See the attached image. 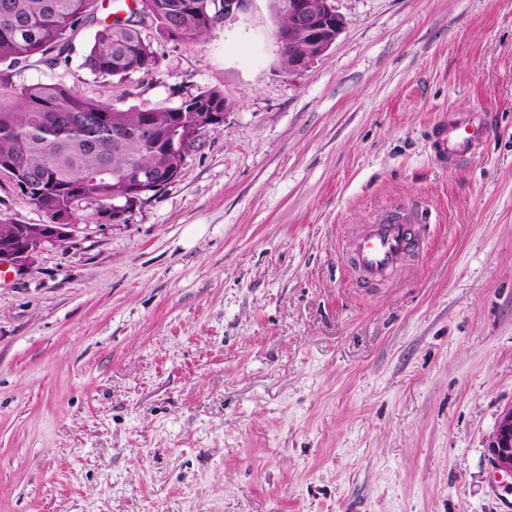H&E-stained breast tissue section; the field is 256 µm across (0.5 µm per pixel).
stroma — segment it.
<instances>
[{
	"label": "stroma",
	"mask_w": 512,
	"mask_h": 512,
	"mask_svg": "<svg viewBox=\"0 0 512 512\" xmlns=\"http://www.w3.org/2000/svg\"><path fill=\"white\" fill-rule=\"evenodd\" d=\"M285 72L270 0L155 71L127 109L223 90V124L120 221L77 223L0 280V512H512L487 440L512 406V0H337ZM486 113L438 162L441 113ZM430 226L382 286L342 246L393 204Z\"/></svg>",
	"instance_id": "stroma-1"
}]
</instances>
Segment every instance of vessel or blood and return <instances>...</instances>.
<instances>
[{
    "label": "vessel or blood",
    "instance_id": "vessel-or-blood-1",
    "mask_svg": "<svg viewBox=\"0 0 512 512\" xmlns=\"http://www.w3.org/2000/svg\"><path fill=\"white\" fill-rule=\"evenodd\" d=\"M486 135L482 121L451 115L438 126L436 151L440 159L451 162L467 158L477 152ZM418 246L414 224L397 211L352 237L350 260L368 281L380 283L387 281L402 258Z\"/></svg>",
    "mask_w": 512,
    "mask_h": 512
}]
</instances>
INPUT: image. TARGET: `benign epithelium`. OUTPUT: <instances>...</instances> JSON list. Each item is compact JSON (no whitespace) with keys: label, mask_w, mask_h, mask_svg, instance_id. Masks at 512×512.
<instances>
[{"label":"benign epithelium","mask_w":512,"mask_h":512,"mask_svg":"<svg viewBox=\"0 0 512 512\" xmlns=\"http://www.w3.org/2000/svg\"><path fill=\"white\" fill-rule=\"evenodd\" d=\"M245 0H224L222 11L214 22L235 19L243 11ZM288 14V27L276 36L280 56L288 59V71L309 67L324 54L341 32L344 20L335 7V0H282ZM145 190L141 176L126 180L121 198L112 201V208L121 209L137 200ZM73 224H18L13 233L23 232L24 244L13 247L14 237L0 241V269L21 273L47 245H63L73 235ZM488 461L492 471L512 479V407L504 410L487 441Z\"/></svg>","instance_id":"obj_1"}]
</instances>
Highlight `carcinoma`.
Segmentation results:
<instances>
[{
  "mask_svg": "<svg viewBox=\"0 0 512 512\" xmlns=\"http://www.w3.org/2000/svg\"><path fill=\"white\" fill-rule=\"evenodd\" d=\"M211 0H112L118 8L101 17L99 0H0V170L49 223L64 215L80 219L82 205L110 204L124 188L117 176L128 168L160 171L168 167L167 133L191 127L207 112L231 106L219 89L204 90L178 107L144 104L127 110L87 99L61 83L15 86L10 71L36 64L49 68L68 65L72 39L84 27L94 28L80 67L106 82L124 79L158 67L152 40L138 27L152 20L157 35L169 41H188L211 32ZM99 117L81 126L77 118ZM153 120L159 137L143 144L135 138L122 143L112 130L137 128Z\"/></svg>",
  "mask_w": 512,
  "mask_h": 512,
  "instance_id": "cac0c4a2",
  "label": "carcinoma"
}]
</instances>
